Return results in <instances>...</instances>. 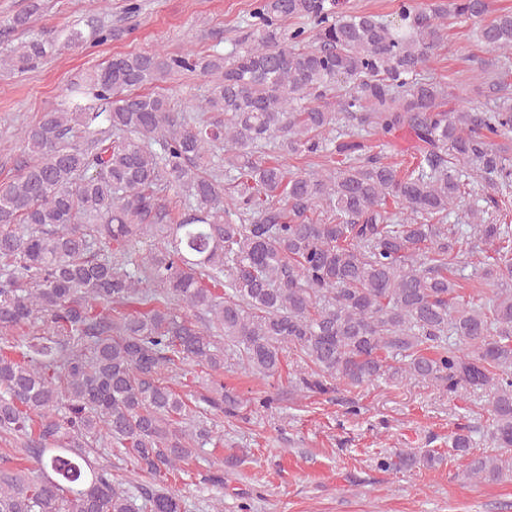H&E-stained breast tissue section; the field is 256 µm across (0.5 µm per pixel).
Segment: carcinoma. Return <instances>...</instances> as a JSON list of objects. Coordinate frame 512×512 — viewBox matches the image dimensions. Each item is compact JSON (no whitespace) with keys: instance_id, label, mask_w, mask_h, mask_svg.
Returning a JSON list of instances; mask_svg holds the SVG:
<instances>
[{"instance_id":"obj_1","label":"carcinoma","mask_w":512,"mask_h":512,"mask_svg":"<svg viewBox=\"0 0 512 512\" xmlns=\"http://www.w3.org/2000/svg\"><path fill=\"white\" fill-rule=\"evenodd\" d=\"M38 9L0 19L26 34L1 70L116 35L100 18L34 33ZM451 20L512 54V10L491 0H395L388 15L253 0L229 54L116 55L21 130L30 160L0 184V439L16 460L0 512H184L167 481L223 445L208 416H236L230 353L267 379L297 356L301 393L486 390L487 436L512 448V71L492 78L493 108L449 111L428 65ZM173 72L211 78L202 115L141 91ZM398 132L411 150L390 161L379 141ZM286 155L315 162L293 173ZM463 203L466 222L448 223ZM190 363L199 395L176 389ZM479 430L460 424L448 457L499 481ZM97 446L129 475L114 480Z\"/></svg>"}]
</instances>
